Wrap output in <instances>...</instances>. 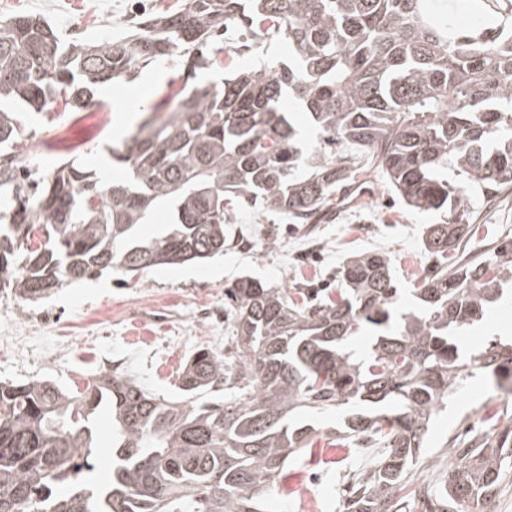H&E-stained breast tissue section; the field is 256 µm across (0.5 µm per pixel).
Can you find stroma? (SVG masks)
<instances>
[{"label": "stroma", "mask_w": 512, "mask_h": 512, "mask_svg": "<svg viewBox=\"0 0 512 512\" xmlns=\"http://www.w3.org/2000/svg\"><path fill=\"white\" fill-rule=\"evenodd\" d=\"M139 0H0V17L21 13L39 14L71 39L73 21L82 24V37L100 39L129 32L138 15ZM151 76L111 88V103L123 102L154 107L165 115L185 85L177 58L151 66ZM18 150L30 154L47 171L75 161L101 176L117 179L106 148L131 129L126 112L102 113L93 106L79 111L55 103L49 112L22 115ZM355 201H344L326 222L291 224L283 217L239 206L237 222L223 255L201 264L158 267L129 278L118 273L64 288L51 297L24 304L0 292V381L48 378L73 387L76 377L92 383L99 369L77 370L66 358L47 360L50 346L64 347L85 342L111 350L113 358H127V371L149 392L172 402L183 401L179 374L190 354L211 348L233 362L234 313L224 304V291L239 277L251 276L271 286L334 288L347 260L362 251L381 250L391 257L399 289L398 305H412V288L431 266L424 248L427 225L439 223V215L406 208L384 187L381 170L360 179ZM463 204L473 224L465 256L483 258L506 241H512V196L496 201L466 194ZM44 311L55 321L46 330L32 334L28 317ZM512 301L494 302L482 318L462 336V344L476 348L491 340L512 341ZM26 337L15 348V337ZM492 387L466 384L448 401L447 411L433 423L423 461L414 470V484H429L440 491L448 467V451L468 447L474 434H496L512 429V396L492 400ZM343 410L305 411L301 420L319 433L311 448L291 457L273 487L263 495L261 512H293L294 500L311 490L309 475L321 469L337 478V485L351 482L366 463L355 453L340 458L331 435Z\"/></svg>", "instance_id": "1"}]
</instances>
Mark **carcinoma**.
I'll list each match as a JSON object with an SVG mask.
<instances>
[{
    "mask_svg": "<svg viewBox=\"0 0 512 512\" xmlns=\"http://www.w3.org/2000/svg\"><path fill=\"white\" fill-rule=\"evenodd\" d=\"M445 0H178L141 16L131 33L62 40L39 15L0 18V290L23 301L116 271L198 262L224 252L240 202L318 224L337 195L379 168L412 210L441 215L426 228L434 268L396 307L392 261L362 252L336 296L315 303L242 277L235 363L209 349L182 371V390L233 391L222 403L161 402L130 377L101 375L85 390L51 380L0 382V512H259L288 459L311 444L291 416L349 406L336 439L385 444L355 479L344 512H402L399 495L420 462L434 418L469 377L512 385V345L464 349L460 335L512 280V245L457 262L472 225L461 196L512 194V0H466L455 25ZM256 53L288 45V63L231 68L221 87L194 86L165 116H148L112 147L127 175L105 182L64 162L33 170L14 151L15 106L41 112L57 98L100 104L117 86L172 56L189 78L220 67L224 30ZM306 112L317 145L285 104ZM167 205L164 234L137 226ZM44 237L35 249L31 236ZM376 331L364 350L361 327ZM112 418V473L95 469L99 414ZM512 473V429L475 439L448 461L437 512L485 507Z\"/></svg>",
    "mask_w": 512,
    "mask_h": 512,
    "instance_id": "1",
    "label": "carcinoma"
}]
</instances>
